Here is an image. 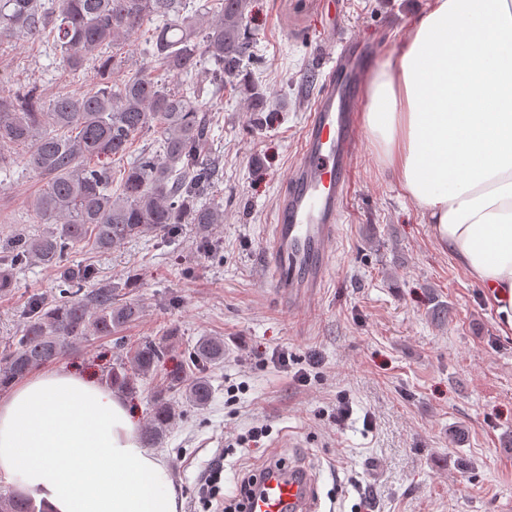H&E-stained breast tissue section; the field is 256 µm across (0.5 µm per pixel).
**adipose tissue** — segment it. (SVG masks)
Wrapping results in <instances>:
<instances>
[{"instance_id":"1","label":"adipose tissue","mask_w":512,"mask_h":512,"mask_svg":"<svg viewBox=\"0 0 512 512\" xmlns=\"http://www.w3.org/2000/svg\"><path fill=\"white\" fill-rule=\"evenodd\" d=\"M367 98L382 165L512 329V0H429ZM0 479L45 512H179L125 399L65 368L0 398Z\"/></svg>"}]
</instances>
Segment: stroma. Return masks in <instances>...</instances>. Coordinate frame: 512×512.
I'll use <instances>...</instances> for the list:
<instances>
[{
  "mask_svg": "<svg viewBox=\"0 0 512 512\" xmlns=\"http://www.w3.org/2000/svg\"><path fill=\"white\" fill-rule=\"evenodd\" d=\"M428 0H252V70L268 95L253 113L233 87L205 86L216 116L212 150L221 177L213 196L223 223L204 248L196 225L169 237L146 235L108 253L79 246L65 265L92 258L100 279L137 302L143 314L129 344L159 342L165 357L126 400L146 425L154 391L186 366L201 336L224 340V361L207 367L213 399L203 409L171 395L182 412L157 450L181 504L194 512V487L224 458L225 497L238 474L269 460L301 461L317 476L320 512H498L512 503V331L503 332L483 288L433 243L413 202L359 133L352 193L332 250L330 278L298 310L279 306L263 260L278 196L296 162L306 116L322 90L336 41L356 39L375 66L398 47ZM0 78L43 88L46 96L85 90L94 69L71 79L33 43L0 45ZM12 183L0 186V247L17 230L14 215L46 183L9 149ZM58 271L32 266L0 298V344L16 334L34 292H54ZM287 352V364L276 355ZM125 352L91 336L59 364L104 382ZM317 368H310L311 359ZM309 370L299 385L296 373ZM347 418L337 419L339 406ZM266 427L259 446L237 439Z\"/></svg>",
  "mask_w": 512,
  "mask_h": 512,
  "instance_id": "1",
  "label": "stroma"
}]
</instances>
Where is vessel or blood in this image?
I'll use <instances>...</instances> for the list:
<instances>
[{
  "mask_svg": "<svg viewBox=\"0 0 512 512\" xmlns=\"http://www.w3.org/2000/svg\"><path fill=\"white\" fill-rule=\"evenodd\" d=\"M357 41L342 43L329 62L323 90L310 112L300 157L280 193L264 245L272 292L292 308L319 295L330 272L331 249L350 195L358 138L351 85L360 76ZM243 512H315V480L297 462H281L257 475L242 499Z\"/></svg>",
  "mask_w": 512,
  "mask_h": 512,
  "instance_id": "obj_1",
  "label": "vessel or blood"
}]
</instances>
